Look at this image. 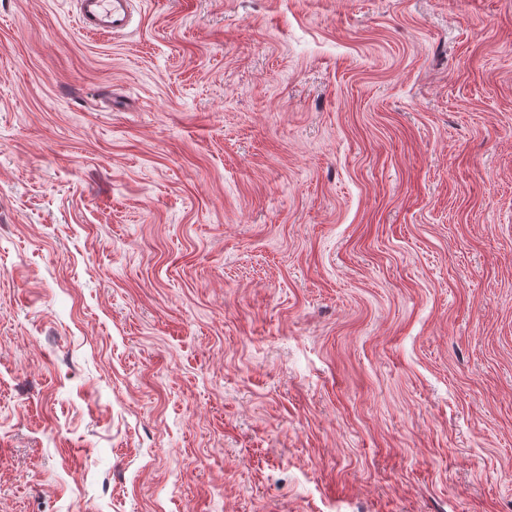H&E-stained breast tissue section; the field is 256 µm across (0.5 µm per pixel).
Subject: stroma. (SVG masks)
<instances>
[{"label":"stroma","mask_w":512,"mask_h":512,"mask_svg":"<svg viewBox=\"0 0 512 512\" xmlns=\"http://www.w3.org/2000/svg\"><path fill=\"white\" fill-rule=\"evenodd\" d=\"M0 512H512V0H0ZM129 0H78V20L84 29L119 32L128 25Z\"/></svg>","instance_id":"35a3bbf8"}]
</instances>
